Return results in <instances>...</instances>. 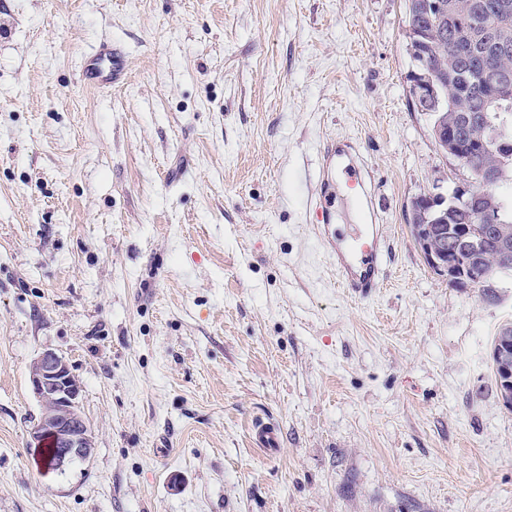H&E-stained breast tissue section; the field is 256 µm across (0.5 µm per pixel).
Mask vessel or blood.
<instances>
[{
  "label": "vessel or blood",
  "mask_w": 512,
  "mask_h": 512,
  "mask_svg": "<svg viewBox=\"0 0 512 512\" xmlns=\"http://www.w3.org/2000/svg\"><path fill=\"white\" fill-rule=\"evenodd\" d=\"M129 75L126 52L119 45L99 43L83 60L80 80L85 87L101 88L123 84ZM359 187L369 216H376L375 191L367 163L351 140H327L321 150V167L316 187L308 204L310 222L316 238L336 272L340 287L356 298L370 297L387 272L389 248L383 225H362L351 237L335 229L337 180ZM252 447L268 454L280 450V431L270 422L253 421L250 432Z\"/></svg>",
  "instance_id": "obj_1"
}]
</instances>
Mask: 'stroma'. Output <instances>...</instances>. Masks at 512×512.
<instances>
[{"mask_svg": "<svg viewBox=\"0 0 512 512\" xmlns=\"http://www.w3.org/2000/svg\"><path fill=\"white\" fill-rule=\"evenodd\" d=\"M405 0H0V512H512L495 299L428 265L411 200L471 174L409 98ZM126 84L79 81L98 42ZM355 140L392 262L349 296L306 221ZM94 431L47 468L29 368ZM282 446L252 448L254 418ZM29 382L41 412L33 424V443L49 440L54 453L52 467L63 470L73 461L90 458L94 450L92 430L81 411V386L62 355L46 350L31 365Z\"/></svg>", "mask_w": 512, "mask_h": 512, "instance_id": "obj_1", "label": "stroma"}]
</instances>
